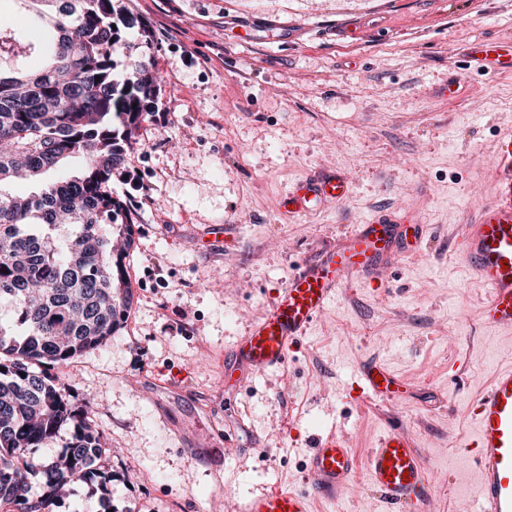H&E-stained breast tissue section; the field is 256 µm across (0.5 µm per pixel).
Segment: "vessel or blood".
Segmentation results:
<instances>
[{
  "instance_id": "b4317fda",
  "label": "vessel or blood",
  "mask_w": 512,
  "mask_h": 512,
  "mask_svg": "<svg viewBox=\"0 0 512 512\" xmlns=\"http://www.w3.org/2000/svg\"><path fill=\"white\" fill-rule=\"evenodd\" d=\"M471 58L488 77L512 72V41L479 44ZM492 169L493 197L467 224L462 255L488 290L482 323L512 332V127L497 136ZM348 195L349 185L340 175L304 179L283 206L295 218ZM425 235L426 226L419 219L382 212L356 225L335 246L306 258L239 341L238 366L225 368V380H233L239 370L263 373L284 368L292 349L308 336L315 319L341 288L363 278L379 282L391 264L422 245ZM405 390V381L388 368L364 365L357 371L350 396L387 404L400 400ZM471 414L472 466L480 512H512V365L493 371ZM359 469L366 471L370 486L391 512H426L427 468L413 439L397 429L377 435L362 455L343 434L317 438L307 466L308 490H267L249 500L244 512H314L316 500L335 498Z\"/></svg>"
}]
</instances>
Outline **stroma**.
<instances>
[{
	"label": "stroma",
	"mask_w": 512,
	"mask_h": 512,
	"mask_svg": "<svg viewBox=\"0 0 512 512\" xmlns=\"http://www.w3.org/2000/svg\"><path fill=\"white\" fill-rule=\"evenodd\" d=\"M149 26L124 34L117 78L161 76L126 175L134 304L64 387L103 437L108 512H242L267 489L304 487L315 436L357 450L407 432L431 484L428 512H478L470 406L512 363V335L484 325L485 288L460 247L494 188L496 133L512 126V74L470 51L512 40V0H124ZM340 173L349 197L290 219L303 178ZM415 214L421 250L381 287L342 289L285 368L224 382V360L297 262L376 211ZM222 226V246L203 238ZM407 380L395 404L356 402V370ZM315 512H386L364 474Z\"/></svg>",
	"instance_id": "1"
}]
</instances>
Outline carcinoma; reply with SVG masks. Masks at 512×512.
Listing matches in <instances>:
<instances>
[{
  "label": "carcinoma",
  "instance_id": "obj_1",
  "mask_svg": "<svg viewBox=\"0 0 512 512\" xmlns=\"http://www.w3.org/2000/svg\"><path fill=\"white\" fill-rule=\"evenodd\" d=\"M18 2V13H0V59L26 47L43 65L0 69V302L15 313L0 322V506L52 512L75 480L96 485L102 501L112 493L101 437L51 370L103 345L132 309L133 218L111 184L151 113L157 74L146 63L115 78L122 30H145L122 0ZM75 155L85 158L80 175L32 194L5 190L21 170L40 182ZM65 425L75 429L66 453L42 464L34 449Z\"/></svg>",
  "mask_w": 512,
  "mask_h": 512
}]
</instances>
